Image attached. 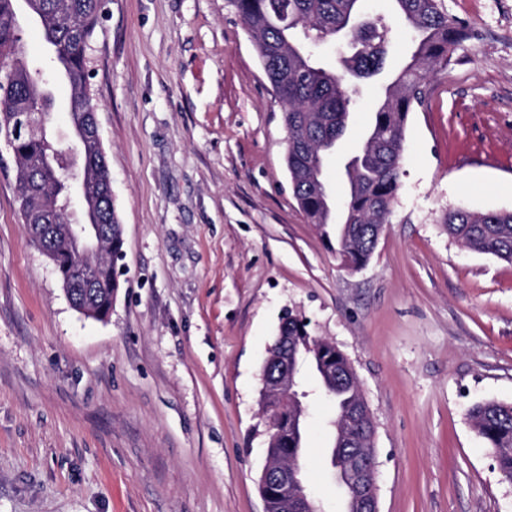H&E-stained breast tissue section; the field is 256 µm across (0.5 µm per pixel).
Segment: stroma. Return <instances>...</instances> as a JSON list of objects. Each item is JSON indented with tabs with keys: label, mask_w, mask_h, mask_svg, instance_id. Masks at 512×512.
<instances>
[{
	"label": "stroma",
	"mask_w": 512,
	"mask_h": 512,
	"mask_svg": "<svg viewBox=\"0 0 512 512\" xmlns=\"http://www.w3.org/2000/svg\"><path fill=\"white\" fill-rule=\"evenodd\" d=\"M444 5L469 36L410 113L390 222L350 270L292 194L284 110L230 0H107L87 69L123 226L108 319L72 308L31 242L0 142V512H263L260 374L287 310L356 371L380 512H512L468 418L512 402V264L442 222L512 211V0ZM306 405L308 488L341 512L331 410Z\"/></svg>",
	"instance_id": "35a3bbf8"
}]
</instances>
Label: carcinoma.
I'll return each instance as SVG.
<instances>
[{
  "label": "carcinoma",
  "instance_id": "obj_1",
  "mask_svg": "<svg viewBox=\"0 0 512 512\" xmlns=\"http://www.w3.org/2000/svg\"><path fill=\"white\" fill-rule=\"evenodd\" d=\"M362 0H231L249 25L257 55L284 108L288 132L286 167L292 193L309 223L325 239L336 226V253L345 267L365 266L376 248L374 229L389 223L402 186L406 124L410 112L423 103L430 72L448 63L453 48L467 38L465 27L448 16L444 0H392L394 16L413 32L402 66L391 76L371 112L364 141L344 165V195L339 218H334V188L322 177L324 157L342 142L351 106L361 94L358 85L326 68L313 54L318 40L336 36L348 22L363 21ZM104 8V0H0V135L13 140L20 210L27 225L45 223L55 214L62 224L69 217L54 212L55 198L66 191L69 170L84 175L87 191L78 208L77 223L107 227L105 254L93 261V281L78 292L88 306L107 315L117 297L119 282L113 260L122 253L123 228L115 204L109 200L111 178L106 154L80 144L63 147L52 135H34L15 128L23 112L49 115L55 106L54 84L70 88L67 107L70 125L87 121L89 72L86 50ZM40 28L49 65L32 67L22 57L20 12ZM375 37L361 53L340 61L352 77L369 78L384 69L388 25L384 18L371 22ZM448 235L464 247L512 263V211L447 212ZM55 269L66 284L79 263L74 243L57 237L49 241ZM288 335L301 344H314L309 352L323 395L334 410L333 420L359 413L365 397L361 384L340 374L352 368L336 345L309 333L308 324L290 314ZM283 433L272 451L295 463L304 449V418L289 401L278 406ZM478 436L493 449L500 472L512 481V403L484 401L468 413Z\"/></svg>",
  "mask_w": 512,
  "mask_h": 512
}]
</instances>
